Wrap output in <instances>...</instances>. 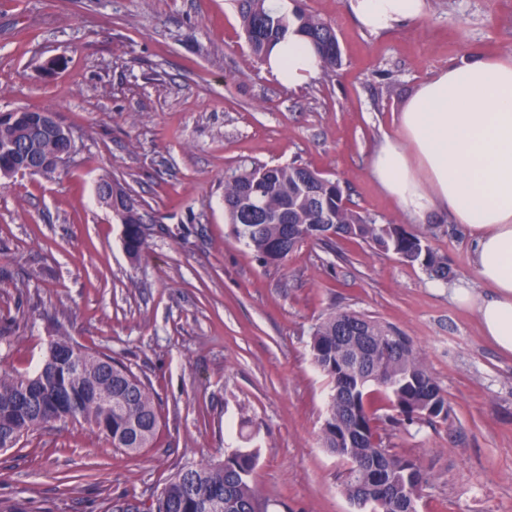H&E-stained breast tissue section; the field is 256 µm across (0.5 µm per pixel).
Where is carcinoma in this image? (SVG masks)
<instances>
[{
  "label": "carcinoma",
  "instance_id": "cac0c4a2",
  "mask_svg": "<svg viewBox=\"0 0 512 512\" xmlns=\"http://www.w3.org/2000/svg\"><path fill=\"white\" fill-rule=\"evenodd\" d=\"M253 55L267 61L270 50L290 34L313 48L325 75L342 64L332 24L292 0L291 13L267 7L268 0H235ZM0 119V166L39 168L49 175L64 140L43 126L41 112L26 109ZM112 187L130 203L125 249L137 260L145 250L143 215L125 189ZM224 216L232 234L263 263L281 265L305 243L333 238L361 240L417 264L432 280L446 282L451 270L426 237L401 224H378L354 210L340 182L306 165L256 164L224 177ZM354 323L367 343L343 345L344 323ZM311 353L331 385L321 437L323 447L343 464L344 494L373 512H399L416 501L427 483L420 465L384 444L382 431L439 418L448 420V402L413 342L368 315L332 312L314 327ZM82 420L112 447L138 452L156 438L159 417L150 385L127 366L66 339L50 344L39 370L22 375L0 368V448L56 422ZM255 453L241 450L219 463L179 469L143 512H268L252 487Z\"/></svg>",
  "mask_w": 512,
  "mask_h": 512
}]
</instances>
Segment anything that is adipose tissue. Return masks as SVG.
Listing matches in <instances>:
<instances>
[{"label": "adipose tissue", "instance_id": "ef3b65f1", "mask_svg": "<svg viewBox=\"0 0 512 512\" xmlns=\"http://www.w3.org/2000/svg\"><path fill=\"white\" fill-rule=\"evenodd\" d=\"M371 33L425 14V0H348ZM267 67L284 86L317 78L320 60L302 38L288 37ZM398 138H385L373 174L412 217L450 212L468 230L484 293L455 288L474 309L482 336L512 356V54H472L422 82L398 117Z\"/></svg>", "mask_w": 512, "mask_h": 512}]
</instances>
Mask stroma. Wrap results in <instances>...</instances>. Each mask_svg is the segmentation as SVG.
<instances>
[{
	"instance_id": "obj_1",
	"label": "stroma",
	"mask_w": 512,
	"mask_h": 512,
	"mask_svg": "<svg viewBox=\"0 0 512 512\" xmlns=\"http://www.w3.org/2000/svg\"><path fill=\"white\" fill-rule=\"evenodd\" d=\"M347 2L306 0L342 65L289 88L251 53L232 0H0V112L51 111L76 143L54 175L0 186V367L32 373L63 334L149 381L160 418L137 453L82 421L0 450V506L147 504L179 468L254 448L269 512H356L321 444L328 388L310 356L315 324L348 310L408 336L448 401L447 420L384 436L427 476L417 512H512V357L451 297L479 285L470 237L445 212L404 216L371 169L421 82L512 50V0H426L381 34ZM54 57L66 66L50 77ZM292 162L339 180L377 223L426 234L452 285L362 241L261 263L225 222L224 176ZM106 173L140 205L139 260L98 198Z\"/></svg>"
}]
</instances>
